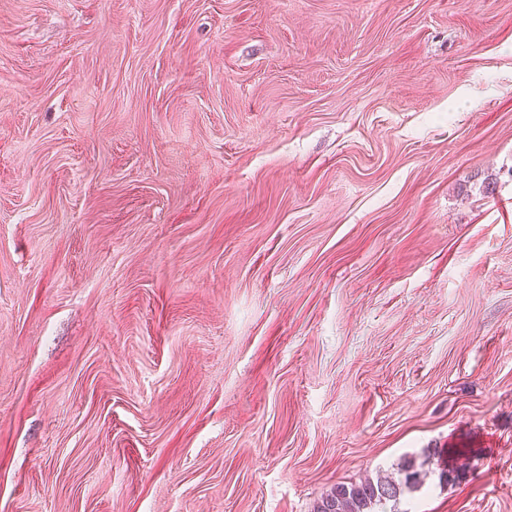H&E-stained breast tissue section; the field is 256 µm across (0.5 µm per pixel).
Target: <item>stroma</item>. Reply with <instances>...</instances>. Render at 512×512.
<instances>
[{"mask_svg":"<svg viewBox=\"0 0 512 512\" xmlns=\"http://www.w3.org/2000/svg\"><path fill=\"white\" fill-rule=\"evenodd\" d=\"M512 512V0H0V512ZM411 463L400 469L402 479L398 482L387 477L368 480L363 483L336 484L316 506V512H386L384 506L396 501L404 488L417 486L418 473Z\"/></svg>","mask_w":512,"mask_h":512,"instance_id":"obj_1","label":"stroma"}]
</instances>
